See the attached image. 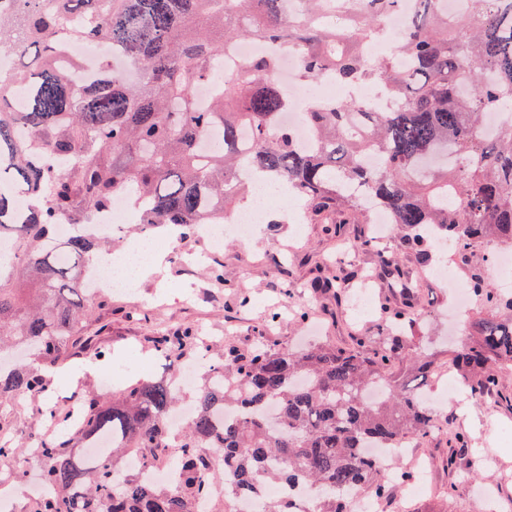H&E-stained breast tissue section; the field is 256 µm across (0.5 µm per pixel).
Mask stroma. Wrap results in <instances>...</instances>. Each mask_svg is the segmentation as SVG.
<instances>
[{"mask_svg":"<svg viewBox=\"0 0 512 512\" xmlns=\"http://www.w3.org/2000/svg\"><path fill=\"white\" fill-rule=\"evenodd\" d=\"M177 250L182 262L136 281L133 287L113 290L112 327L105 343L118 359L151 354L149 337L173 328L194 329L219 350L227 345L248 350L260 336L281 347L311 338L345 346L352 337L377 335L381 307L395 300L391 288L380 279L371 285L369 304L362 309L314 292L309 286L313 277L336 272L337 241L318 224L301 229L284 221L260 224L248 244L229 239L218 249L197 235L178 242ZM400 263L414 285L420 307L431 312L426 322L411 329L412 342L434 366L447 364L448 317L443 309L455 286L430 281L411 257H402ZM213 268L220 270L221 281L211 280ZM289 292L309 305L308 326H301L293 312L282 310L280 303ZM73 363L88 364L89 369L77 379L68 373L54 376L55 392L49 399L27 398L0 406V424L19 455H27L46 434L39 407L63 406L88 394H105L102 378L109 370L107 363L88 362L81 356ZM503 394V399L493 403L459 395L434 405L438 418L468 433V460L449 469V448L441 439L417 448V455L430 466L432 490L412 501L411 512H480L479 490L485 484L494 487L506 512H512V480L501 479L497 467L483 462L487 455L512 462V443L491 431L496 423L512 428V380L505 382ZM452 483L458 488L453 497L448 494Z\"/></svg>","mask_w":512,"mask_h":512,"instance_id":"1","label":"stroma"}]
</instances>
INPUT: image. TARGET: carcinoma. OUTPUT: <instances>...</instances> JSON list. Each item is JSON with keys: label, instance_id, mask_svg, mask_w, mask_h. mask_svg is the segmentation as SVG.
Here are the masks:
<instances>
[{"label": "carcinoma", "instance_id": "obj_1", "mask_svg": "<svg viewBox=\"0 0 512 512\" xmlns=\"http://www.w3.org/2000/svg\"><path fill=\"white\" fill-rule=\"evenodd\" d=\"M301 2L285 21L282 0H52L49 8L45 0H0L10 10L0 12V51L18 58L0 72V399L48 396L45 370L75 355L112 357L98 345L112 312L109 289H87L86 275L94 254L115 244L94 228L116 196L130 199L141 232L168 228L185 239L201 224L224 223L250 192L238 177L243 162L252 179L291 187L308 224L337 211L359 220L366 207L342 182L360 184L395 226L394 252L376 254V270L403 297L383 308L395 327L388 336L224 349L223 385L203 382L192 418L176 428L168 416L178 391L167 380L88 396L78 438L112 447L89 463L59 439L38 444L51 493L32 512H197L220 491L238 502L273 482L304 483L318 495L306 511L279 500L263 512H346L341 491L384 498L393 485L368 457L369 444L390 448L443 431L420 402L431 362L417 359L410 381L394 374L413 359L406 325L429 316L396 257L430 265V226L463 258L481 241L512 246V0H469L451 17L445 0ZM404 5L397 55L366 61L365 41ZM332 11L348 21L327 24ZM83 15L92 23L68 27ZM65 27L68 39L119 50L137 81L105 65L96 84L75 85L58 61ZM236 39L267 52L225 75L224 43ZM288 50L299 54L302 80L330 74L355 88L371 84L386 107L377 112L357 94L317 99L304 112L316 146L302 147L280 120L290 103L275 73ZM214 79L219 93L199 105L195 88ZM492 113L500 116L495 129L485 123ZM369 155L377 168L365 164ZM62 217L74 232L58 240ZM472 285L480 309L499 314L468 320L452 365L471 395L487 400L512 375V296L479 274ZM150 343L166 361L212 355L190 329ZM228 409L236 416L226 417ZM132 455L145 463L171 457L176 483L127 477L121 461ZM217 458L232 481L214 469Z\"/></svg>", "mask_w": 512, "mask_h": 512}]
</instances>
